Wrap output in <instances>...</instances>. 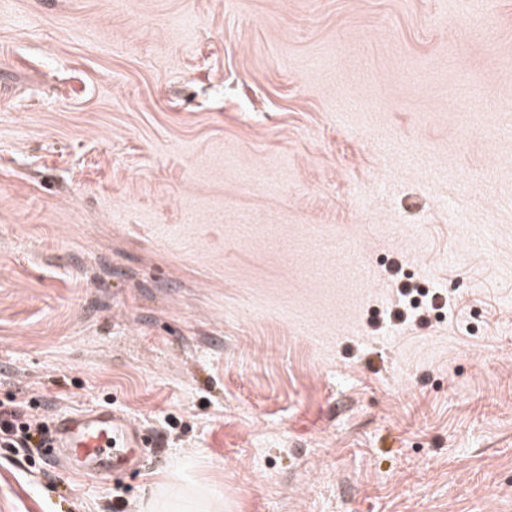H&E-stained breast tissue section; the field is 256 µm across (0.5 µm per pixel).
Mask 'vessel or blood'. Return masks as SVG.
Segmentation results:
<instances>
[{"label": "vessel or blood", "mask_w": 512, "mask_h": 512, "mask_svg": "<svg viewBox=\"0 0 512 512\" xmlns=\"http://www.w3.org/2000/svg\"><path fill=\"white\" fill-rule=\"evenodd\" d=\"M144 448L143 439L127 417L99 406L60 414L46 455L74 472L109 478L131 471Z\"/></svg>", "instance_id": "1"}]
</instances>
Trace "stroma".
Listing matches in <instances>:
<instances>
[{
	"instance_id": "obj_1",
	"label": "stroma",
	"mask_w": 512,
	"mask_h": 512,
	"mask_svg": "<svg viewBox=\"0 0 512 512\" xmlns=\"http://www.w3.org/2000/svg\"><path fill=\"white\" fill-rule=\"evenodd\" d=\"M509 184L512 0H0V403L148 442L0 512H512ZM397 295L399 300L396 306L403 305L402 309L405 310V313L403 310L394 311V317L398 321H405L409 313L411 317H414V320H418L419 324H426L429 321L428 317L430 313L433 310L439 309L434 303L437 297H430L428 293L422 292L407 283H403L399 286ZM417 295L422 298L420 300L416 299Z\"/></svg>"
}]
</instances>
